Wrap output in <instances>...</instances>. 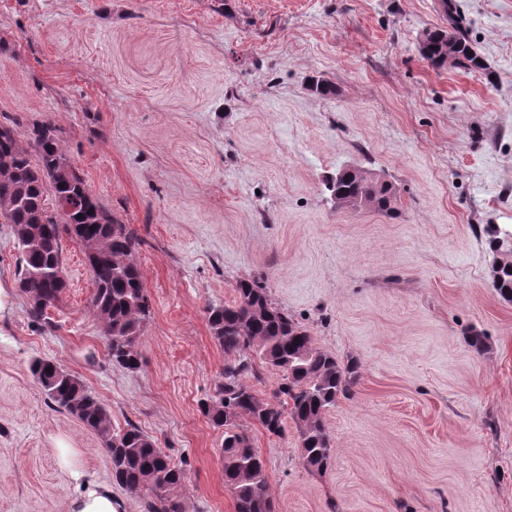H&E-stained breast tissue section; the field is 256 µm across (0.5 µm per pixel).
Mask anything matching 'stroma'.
Masks as SVG:
<instances>
[{
    "label": "stroma",
    "instance_id": "obj_1",
    "mask_svg": "<svg viewBox=\"0 0 512 512\" xmlns=\"http://www.w3.org/2000/svg\"><path fill=\"white\" fill-rule=\"evenodd\" d=\"M489 69L418 51L439 0H0V117L50 121L91 192L142 244L141 367L112 363L71 235L69 288L0 323V512H66L58 441L111 481L101 438L55 409L33 358L77 376L185 470L190 512H234L223 432L201 411L224 370L207 310L259 279L361 380L326 415L327 470L248 432L276 512H512V301L484 229L512 228V0H458ZM336 85L324 99L311 77ZM357 165L394 216L337 208L322 181ZM488 347L476 352L466 333Z\"/></svg>",
    "mask_w": 512,
    "mask_h": 512
}]
</instances>
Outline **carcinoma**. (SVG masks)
I'll list each match as a JSON object with an SVG mask.
<instances>
[{
  "label": "carcinoma",
  "instance_id": "1",
  "mask_svg": "<svg viewBox=\"0 0 512 512\" xmlns=\"http://www.w3.org/2000/svg\"><path fill=\"white\" fill-rule=\"evenodd\" d=\"M441 2L448 25L424 31L419 42L422 57L435 69L446 67L451 55L457 68L487 70L469 41L456 0ZM19 126L17 117L0 122V223L11 227L20 256L19 291L35 299L28 315L34 322L49 324L47 310L62 300L68 288L61 256L65 230L82 249L96 251V259L89 262L95 284L91 305L106 327L109 358L135 372L140 368L138 340L149 313L143 273L134 261L141 240L102 206L75 172L63 151L60 127L49 121L36 123L28 127L23 142ZM325 186L337 203L369 206L389 216L397 212L393 186L358 167L337 170ZM50 194L53 210L47 203ZM235 292L233 302L208 308L213 338L224 350V373L202 412L214 427L224 429V484L235 512H276L266 462L243 435L244 422L279 435L284 430V409H290L302 464L322 472L336 453L325 416L339 400L353 395L361 380L360 367L352 359L343 363L316 347L288 310L272 303L261 282L241 280ZM262 366L279 375L270 397L259 395L247 381L260 380ZM30 371L52 405L102 438L112 481L136 499L139 512H187L185 471L157 448L152 437L131 422L114 428L110 411L57 362L36 358Z\"/></svg>",
  "mask_w": 512,
  "mask_h": 512
}]
</instances>
